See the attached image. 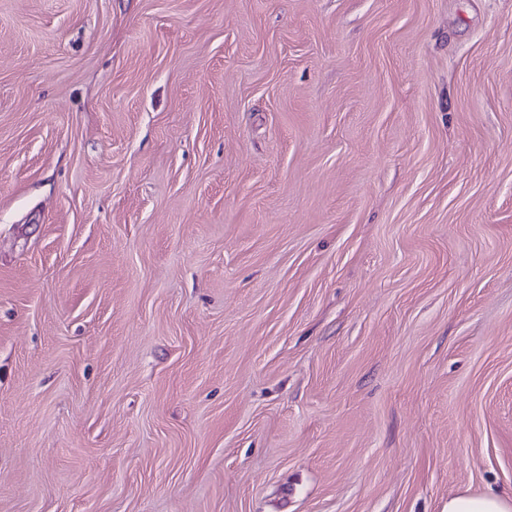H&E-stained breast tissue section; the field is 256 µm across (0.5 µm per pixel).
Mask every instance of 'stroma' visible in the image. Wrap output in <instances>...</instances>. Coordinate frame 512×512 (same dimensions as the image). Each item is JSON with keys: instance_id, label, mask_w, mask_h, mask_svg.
Listing matches in <instances>:
<instances>
[{"instance_id": "obj_1", "label": "stroma", "mask_w": 512, "mask_h": 512, "mask_svg": "<svg viewBox=\"0 0 512 512\" xmlns=\"http://www.w3.org/2000/svg\"><path fill=\"white\" fill-rule=\"evenodd\" d=\"M512 491V0H0V512Z\"/></svg>"}]
</instances>
